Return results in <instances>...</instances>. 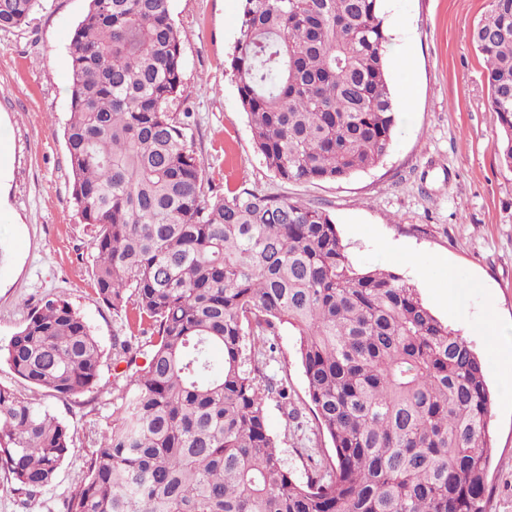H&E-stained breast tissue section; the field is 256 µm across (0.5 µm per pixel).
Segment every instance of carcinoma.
<instances>
[{
    "mask_svg": "<svg viewBox=\"0 0 512 512\" xmlns=\"http://www.w3.org/2000/svg\"><path fill=\"white\" fill-rule=\"evenodd\" d=\"M172 0H90L69 45L72 202L94 228L98 295L129 381L112 423L90 430L64 512H485L491 399L471 343L418 289L350 259L329 212L239 186L206 198L187 146L181 34ZM38 0H0V30ZM512 171V0L472 32ZM381 0H242L230 60L255 148L283 181H342L393 146ZM297 353L331 463L290 470L266 416L298 419L273 369ZM154 330L147 346L135 333ZM145 363L137 365V358ZM30 388L75 399L99 387L104 349L68 301L31 310L0 358ZM76 431L0 385V475L28 508L57 480Z\"/></svg>",
    "mask_w": 512,
    "mask_h": 512,
    "instance_id": "obj_1",
    "label": "carcinoma"
}]
</instances>
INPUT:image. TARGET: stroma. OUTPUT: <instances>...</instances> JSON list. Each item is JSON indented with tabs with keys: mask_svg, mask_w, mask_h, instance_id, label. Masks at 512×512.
<instances>
[{
	"mask_svg": "<svg viewBox=\"0 0 512 512\" xmlns=\"http://www.w3.org/2000/svg\"><path fill=\"white\" fill-rule=\"evenodd\" d=\"M182 37L187 142L215 194L240 185L327 210L350 258L381 266L418 289L428 308L480 353L493 393V445L485 512H512V393L498 373L512 360V172L494 152L499 131L489 105L485 63L472 31L489 0H383L385 61L396 106L393 148L380 165L338 182H285L255 151L238 102L230 59L242 0H172ZM89 0H41L26 25L0 31V345L41 302L62 298L111 348L123 326L97 295L93 229L71 201L64 128L70 86L69 45ZM451 303L437 299L448 280ZM282 373L300 423L277 401L266 405L282 457L304 477L301 449L333 455L314 419L296 337L280 327ZM104 360L99 390L79 402L45 398L77 431L76 449L55 485L24 508L0 487V512H63L83 478L87 432L111 420L124 385Z\"/></svg>",
	"mask_w": 512,
	"mask_h": 512,
	"instance_id": "1",
	"label": "stroma"
}]
</instances>
